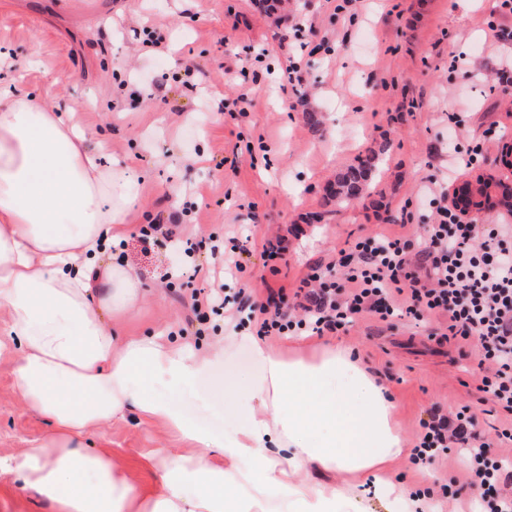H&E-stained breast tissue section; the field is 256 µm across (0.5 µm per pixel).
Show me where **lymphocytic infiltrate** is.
Returning a JSON list of instances; mask_svg holds the SVG:
<instances>
[{
	"mask_svg": "<svg viewBox=\"0 0 512 512\" xmlns=\"http://www.w3.org/2000/svg\"><path fill=\"white\" fill-rule=\"evenodd\" d=\"M434 213L421 239L374 235L356 241L338 263L302 278L305 305L289 314L285 287L267 288L257 310L231 304L223 287L196 288L190 308L196 335L249 325L259 336H322L347 331L360 318L382 322L405 319L417 324L441 313L446 324L431 328L437 342H456L461 354L474 357L476 389L484 403L512 416V217L487 223L463 221L437 181L425 185ZM512 426L499 427L494 438L479 429L470 407L420 419L411 450L413 465L438 469L458 454L468 481L442 486L445 502L463 506L470 490L481 512H512Z\"/></svg>",
	"mask_w": 512,
	"mask_h": 512,
	"instance_id": "obj_1",
	"label": "lymphocytic infiltrate"
}]
</instances>
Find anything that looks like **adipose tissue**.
<instances>
[{"label": "adipose tissue", "mask_w": 512, "mask_h": 512, "mask_svg": "<svg viewBox=\"0 0 512 512\" xmlns=\"http://www.w3.org/2000/svg\"><path fill=\"white\" fill-rule=\"evenodd\" d=\"M133 206L126 169L86 145L75 109L0 84V357L12 360L25 410L48 425L0 460L13 491L54 512H368L355 487L301 474L314 465L357 478L405 455L386 388L333 342L286 358L235 331L205 350L122 335L143 283L129 267L94 272L125 238ZM228 341L247 345L263 374L225 384L235 426L221 436L184 413L180 394L224 365ZM153 377L169 379V392H152ZM131 410L196 455L149 452L152 480H134L92 442Z\"/></svg>", "instance_id": "ef3b65f1"}]
</instances>
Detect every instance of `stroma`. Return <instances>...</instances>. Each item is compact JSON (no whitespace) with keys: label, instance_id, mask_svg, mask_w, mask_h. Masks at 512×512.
<instances>
[{"label":"stroma","instance_id":"35a3bbf8","mask_svg":"<svg viewBox=\"0 0 512 512\" xmlns=\"http://www.w3.org/2000/svg\"><path fill=\"white\" fill-rule=\"evenodd\" d=\"M338 0H285L277 13L261 11L255 0H0V51L24 69L19 92L38 95L46 107L88 110L89 145L105 142L112 160L128 169L137 204L131 229L116 261L135 269L147 293L123 321L136 335L158 331L184 342L181 328L191 315L180 297L189 287L212 281L207 250L193 284L181 275L186 239L224 234V256L247 245L252 256L243 271L225 275L228 295L255 294L262 277L271 285L296 284L315 266L332 261L357 239L378 233L417 232L432 212L421 199L429 177L460 186L484 173L512 181L503 164L512 143V95L494 87L491 60L512 55L488 27L495 0H476L462 9L457 0H355L351 14L336 12ZM310 26V39H328L330 51L302 55L288 37L295 23ZM151 23L166 38V49L142 47L141 27ZM266 54L267 69L242 80L245 46ZM304 59L303 82L292 92L283 72L288 59ZM198 66L207 73L208 92L170 93L167 100L138 102L131 85L171 84L174 74ZM247 95L250 107L239 97ZM223 107H216V99ZM321 117L320 127L305 120ZM457 113L467 140L483 139L493 125L505 127V142L486 141L481 168L465 159L448 162V115ZM195 114L196 123L185 120ZM386 145L374 181L387 206L355 201L326 204L324 190L337 172L354 164L368 147ZM227 157L214 170L212 157ZM195 212L171 224L166 246L143 252L140 231L159 214ZM288 238V269L270 276L261 253ZM425 326L397 320L386 325L357 321L344 335L355 357L383 382L397 402L394 423L413 443L424 411L475 403L466 385L474 359L426 338ZM184 408L200 414L209 429L227 433L224 375L216 373L184 394ZM47 429L25 412L9 368L0 362V458L27 447ZM112 454L136 465L137 481H151L142 467L145 452L165 449L194 453L165 426L141 423L128 413L106 434ZM457 457L435 472L422 473L410 459L390 463L384 478L408 490L425 489L461 474Z\"/></svg>","mask_w":512,"mask_h":512}]
</instances>
